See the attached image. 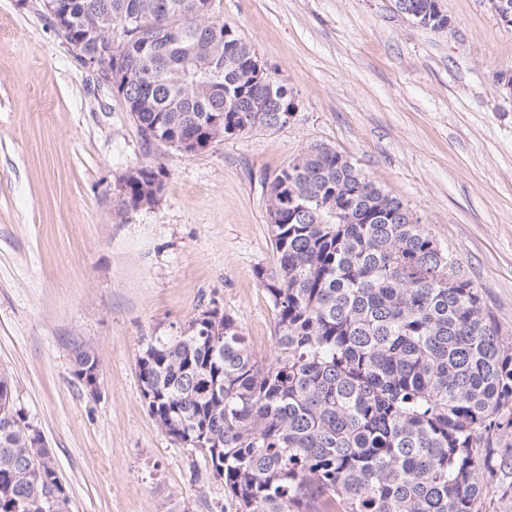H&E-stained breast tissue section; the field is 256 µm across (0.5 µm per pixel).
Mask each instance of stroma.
<instances>
[{
	"label": "stroma",
	"mask_w": 512,
	"mask_h": 512,
	"mask_svg": "<svg viewBox=\"0 0 512 512\" xmlns=\"http://www.w3.org/2000/svg\"><path fill=\"white\" fill-rule=\"evenodd\" d=\"M438 3L442 29L395 0H212L297 111L186 155L146 141L43 0H0V371L70 512H235L202 455L155 423L138 360L212 306L272 357L269 189L308 147L335 148L430 224L512 334V28L487 0ZM146 164L163 189L125 208L121 184ZM81 346L99 358L95 397L73 375Z\"/></svg>",
	"instance_id": "obj_1"
}]
</instances>
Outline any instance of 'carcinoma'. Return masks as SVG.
<instances>
[{
  "label": "carcinoma",
  "instance_id": "carcinoma-1",
  "mask_svg": "<svg viewBox=\"0 0 512 512\" xmlns=\"http://www.w3.org/2000/svg\"><path fill=\"white\" fill-rule=\"evenodd\" d=\"M54 28L81 51L139 19L116 50L131 65L123 102L147 141L203 133L217 110L236 134L293 118L282 83L254 82L252 47L210 19V0H66ZM155 45L167 46L162 55ZM266 100L269 110L255 112ZM162 167L125 180L124 206L162 190ZM340 217L330 215L331 207ZM277 266L259 274L276 311L273 357L256 360L233 319L202 310L138 361L157 426L204 455L236 512H484L512 499V346L473 281L413 211L328 146L271 183ZM99 364L75 351L74 376ZM0 371V512H68Z\"/></svg>",
  "mask_w": 512,
  "mask_h": 512
}]
</instances>
